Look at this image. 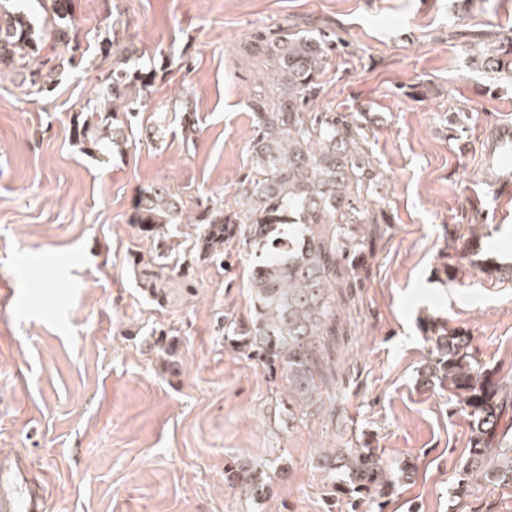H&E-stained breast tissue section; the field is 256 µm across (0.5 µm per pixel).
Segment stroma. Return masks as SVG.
Here are the masks:
<instances>
[{
	"instance_id": "obj_1",
	"label": "stroma",
	"mask_w": 512,
	"mask_h": 512,
	"mask_svg": "<svg viewBox=\"0 0 512 512\" xmlns=\"http://www.w3.org/2000/svg\"><path fill=\"white\" fill-rule=\"evenodd\" d=\"M74 16L83 41L112 28L162 68L143 112L170 118L163 139L92 158L70 128L98 97L97 67L40 94L0 74V455L33 460L46 512H512V486L456 495L468 418L425 382L421 330L429 317L468 330L475 358L512 377V274L498 270L512 184L482 160L512 124V82L470 51L512 36V0H75ZM315 29L336 41L317 107L366 124L380 187L361 203V262L340 269L336 333L319 339L336 402L289 426L282 387L218 326L250 315L239 242L183 276L150 262L132 215L154 184L190 210L215 193L235 206L250 104L277 95L261 37ZM362 442L409 468L393 494L349 493L317 468L320 452ZM231 464L265 471L267 498L228 486Z\"/></svg>"
}]
</instances>
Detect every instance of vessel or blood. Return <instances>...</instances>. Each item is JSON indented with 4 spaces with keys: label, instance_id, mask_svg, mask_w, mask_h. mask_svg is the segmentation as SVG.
Here are the masks:
<instances>
[{
    "label": "vessel or blood",
    "instance_id": "1",
    "mask_svg": "<svg viewBox=\"0 0 512 512\" xmlns=\"http://www.w3.org/2000/svg\"><path fill=\"white\" fill-rule=\"evenodd\" d=\"M485 157L495 158L499 180L512 181V125H499ZM46 492L30 459H0V512H45Z\"/></svg>",
    "mask_w": 512,
    "mask_h": 512
}]
</instances>
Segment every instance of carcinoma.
Listing matches in <instances>:
<instances>
[{
  "mask_svg": "<svg viewBox=\"0 0 512 512\" xmlns=\"http://www.w3.org/2000/svg\"><path fill=\"white\" fill-rule=\"evenodd\" d=\"M53 26L36 27L30 15L0 0V68L17 72L44 91L53 73L89 59L74 24V0H40ZM62 48L58 63L41 60L45 41ZM268 46L278 62L279 99L269 108L252 104L255 134L250 144L252 174L242 187L235 210L224 211V199L198 204L196 216L184 220L186 202L178 192L154 185L138 192L133 223L152 248L151 261L186 274L197 264L224 265V242L238 239L252 257L250 317L224 324V337L256 358L272 381L286 380L288 400L281 413L288 422L300 406L322 400L315 359L317 338L336 321L339 264L353 266L359 254L350 245L353 224L364 223L361 198L376 191L378 174L361 145L362 125L335 112L314 110L321 76L333 41L324 33L285 34ZM96 55L113 59L101 77V93L92 108L74 122L72 138L90 157L122 151L133 133L144 102L159 74L156 66L127 67L109 32L100 36ZM474 62L496 79H512V38L477 49ZM122 112H117V109ZM167 116L145 126L147 142L164 134ZM194 233L179 240L177 225ZM426 376L448 390L469 418L470 452L458 481V493L469 479L482 476L494 485L512 484V397L482 368L471 352L470 336L430 321ZM333 474L344 471L352 491L382 498L395 490L399 476L385 468L373 448L317 457ZM224 480L254 500L269 492L264 472L230 465Z\"/></svg>",
  "mask_w": 512,
  "mask_h": 512,
  "instance_id": "carcinoma-1",
  "label": "carcinoma"
}]
</instances>
